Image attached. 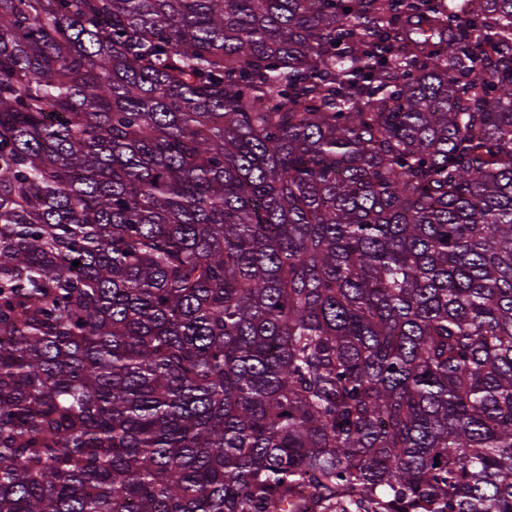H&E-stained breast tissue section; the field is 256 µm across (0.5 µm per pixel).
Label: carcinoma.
<instances>
[{
  "label": "carcinoma",
  "mask_w": 512,
  "mask_h": 512,
  "mask_svg": "<svg viewBox=\"0 0 512 512\" xmlns=\"http://www.w3.org/2000/svg\"><path fill=\"white\" fill-rule=\"evenodd\" d=\"M312 502L512 512V0H0V512Z\"/></svg>",
  "instance_id": "cac0c4a2"
}]
</instances>
